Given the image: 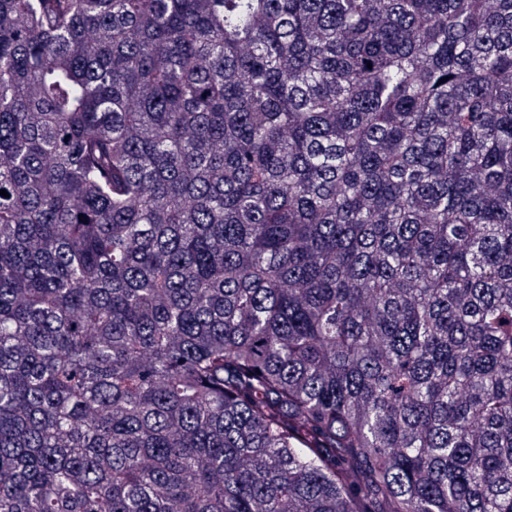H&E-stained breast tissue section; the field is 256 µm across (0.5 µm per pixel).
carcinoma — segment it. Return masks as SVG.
<instances>
[{
  "mask_svg": "<svg viewBox=\"0 0 512 512\" xmlns=\"http://www.w3.org/2000/svg\"><path fill=\"white\" fill-rule=\"evenodd\" d=\"M0 190V512H512V0H0Z\"/></svg>",
  "mask_w": 512,
  "mask_h": 512,
  "instance_id": "1",
  "label": "carcinoma"
}]
</instances>
